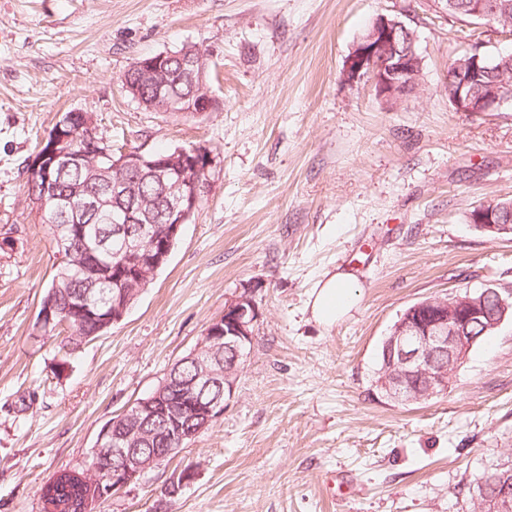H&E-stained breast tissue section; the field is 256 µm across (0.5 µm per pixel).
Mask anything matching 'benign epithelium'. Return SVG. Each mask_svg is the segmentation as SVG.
<instances>
[{
	"instance_id": "1",
	"label": "benign epithelium",
	"mask_w": 512,
	"mask_h": 512,
	"mask_svg": "<svg viewBox=\"0 0 512 512\" xmlns=\"http://www.w3.org/2000/svg\"><path fill=\"white\" fill-rule=\"evenodd\" d=\"M176 58L187 69L196 86L192 98H174L163 92L166 64ZM422 58L417 48V35L403 21L385 14L378 15L359 39L344 62L342 77L354 82L365 75L372 77L377 96L393 105L415 88ZM448 75V95L457 112H499L512 102V87L503 83L483 88L481 82L488 71V59L473 51V56L454 64ZM208 54L201 47L186 44L177 52H162L134 62L123 76L125 90L149 112L200 117L213 111L216 99L208 88ZM150 84L155 96H142L143 85ZM80 133L83 148L76 152L70 146L75 133ZM100 129L93 114L73 112L57 122L49 132L45 145L28 163L30 185L41 184L37 201L38 213L55 220H68L73 214L114 207L137 191V181L127 178L135 173L152 178L161 187L166 205V224L159 228L151 223L146 211L136 213L122 209L125 227L124 248L112 274V307L103 321L120 322L131 301L142 293L146 281L157 274L168 259L181 227L192 221L209 191L207 178L214 158L210 152L199 153L183 148L168 156L156 158L149 151L132 149L118 155L103 148ZM77 169L87 174L85 184L94 185L98 193L85 205L74 207L70 201L76 192L61 189V181L52 180L57 173ZM473 226L494 237L512 236V218L504 219L496 210H478ZM76 236L59 241L56 266L66 267L75 260ZM87 310L71 306L61 311L48 306L39 324L51 325L61 315L81 324ZM261 313L254 288L243 292L224 306V315L212 321L196 347L179 363L193 369L191 378L176 384L167 375L155 390L138 399L122 414L116 429L106 426L93 448L89 468L81 475L84 482L98 488L94 501L83 504L84 512H96L97 505L136 483L149 469L162 465L181 452L201 432L224 414L226 399L233 395L241 365L249 356L254 324ZM512 319V293L490 283L483 290L448 298H429L413 304L385 337V363L378 386L385 394L401 403H414L446 391L458 366L465 360L475 339L466 335L473 323L495 330ZM448 356V363L437 367L433 359ZM182 390L189 410V420L182 423L169 419L168 395ZM163 421L169 437L178 442L174 448H140L148 439L146 423ZM106 477H101V474ZM490 512H512V492L504 490L490 504Z\"/></svg>"
}]
</instances>
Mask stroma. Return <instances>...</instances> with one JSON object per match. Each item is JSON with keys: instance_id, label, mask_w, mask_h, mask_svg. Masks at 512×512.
<instances>
[{"instance_id": "obj_1", "label": "stroma", "mask_w": 512, "mask_h": 512, "mask_svg": "<svg viewBox=\"0 0 512 512\" xmlns=\"http://www.w3.org/2000/svg\"><path fill=\"white\" fill-rule=\"evenodd\" d=\"M404 20L419 89L387 106L344 61L378 14ZM433 0H0V512H42V487L86 470L101 427L153 391L243 287L261 316L223 416L97 512H473L512 464V321L471 349L446 392L377 393L379 346L410 305L512 291V238L466 220L512 200V108L457 112L448 68L470 48ZM207 49L219 106L146 111L136 59ZM94 114L113 152L202 145L210 190L166 266L105 334L40 335L54 274L27 164L60 117ZM355 304L318 324L328 270ZM194 477L166 489L184 469ZM502 480L512 481V466L494 468L482 475V477L476 483L475 495L471 497L472 500L476 498L477 501V507L475 502L473 503L475 511L480 512L479 499L485 501V497L493 496L496 491L495 486H497V484Z\"/></svg>"}]
</instances>
